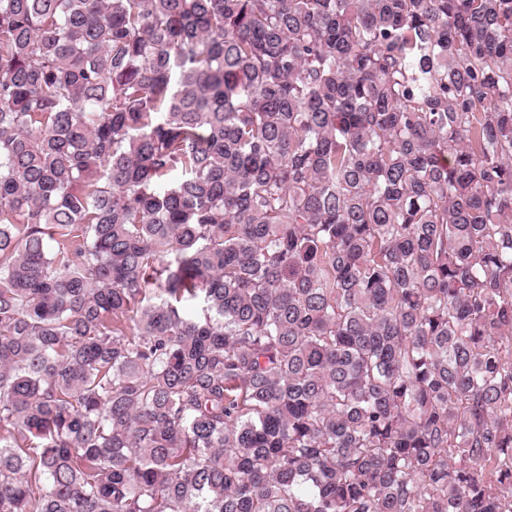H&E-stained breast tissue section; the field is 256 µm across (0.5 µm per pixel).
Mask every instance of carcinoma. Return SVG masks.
Returning a JSON list of instances; mask_svg holds the SVG:
<instances>
[{"instance_id":"1","label":"carcinoma","mask_w":512,"mask_h":512,"mask_svg":"<svg viewBox=\"0 0 512 512\" xmlns=\"http://www.w3.org/2000/svg\"><path fill=\"white\" fill-rule=\"evenodd\" d=\"M0 512H512V0H0Z\"/></svg>"}]
</instances>
